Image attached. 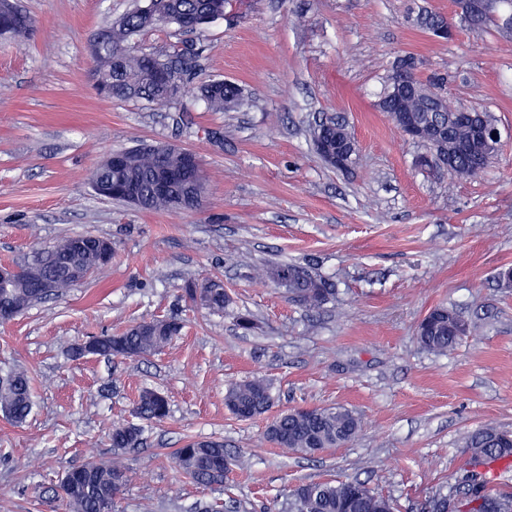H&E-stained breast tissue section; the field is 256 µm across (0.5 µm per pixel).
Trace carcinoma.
Here are the masks:
<instances>
[{
    "instance_id": "1",
    "label": "carcinoma",
    "mask_w": 512,
    "mask_h": 512,
    "mask_svg": "<svg viewBox=\"0 0 512 512\" xmlns=\"http://www.w3.org/2000/svg\"><path fill=\"white\" fill-rule=\"evenodd\" d=\"M230 0H147L97 34L92 49L93 84L99 95L113 100L139 99L159 105H171L190 92L196 75L197 59L202 50L182 49L172 52H134L130 42L141 32L161 24H175L185 29L193 22L210 23L224 16ZM503 21H487L481 30H493L506 41L512 40V0H500ZM447 24L444 15L425 11L418 16L422 29L436 33ZM32 28L31 18L11 3L0 11V36L24 38ZM407 81L419 86L402 99V106L414 121L425 127H434L442 135L441 147L430 151L431 159L425 167L441 176L469 179L480 175L487 163L478 162L473 150L466 148L474 135L469 119L455 113V107L444 92L445 79L424 82L416 73L408 74ZM378 101L380 111H386L391 92L399 80L397 71L388 73ZM199 98L212 111L230 112L245 102L243 89L234 82L221 79L204 81L198 86ZM346 123L330 115L311 129L312 138L324 133L344 135ZM187 153L181 150L156 151L148 146L127 150V165L119 171L93 170L105 181L125 180L136 184L143 210H170L171 200L154 191L156 172L163 167H181ZM74 237H66L55 245L33 252L25 263L27 272L0 293L6 301H24L26 307L44 300L30 288L33 275L49 273L57 258L71 255L76 265L93 273L101 270L96 253L88 248L70 254ZM289 276L293 299L302 306L315 310L322 307L334 294L332 284L313 275L307 268L295 264H277L267 270L270 278ZM184 296L192 305L212 313H222L231 304L224 290V282L217 276L190 281ZM184 324L174 319L143 320L121 333L94 336L89 344H75L71 352L78 358L109 357L114 360H135L162 350L175 336L181 334ZM470 335L469 324L453 309L444 305L432 308L419 323L416 340L428 352L446 355ZM229 410L242 419L265 414L271 406L270 388L265 380L253 378L230 386L224 396ZM30 381L22 371H10L0 376V410L16 425L23 424L32 412ZM135 414L148 422H160L168 413L166 397L152 389L140 392ZM361 429V420L343 407L304 410L291 408L280 412L270 422L265 438L272 444L290 451L314 454L328 448H337L352 441ZM144 429L129 424L112 428L110 441L114 456L110 460H91L67 470L55 490L67 512H115L117 499L131 480V470L124 455L143 445ZM470 469L462 480L448 487V493L434 498L427 512H444L448 502L455 500L459 512H512V497L492 495L487 491V477L483 468L495 462H512V432L492 423L485 424L465 439ZM181 474L192 482L203 485H222L231 465L218 439L189 438L175 452ZM288 512H395L391 497L385 496L358 480L326 481L301 484L294 487L288 500Z\"/></svg>"
}]
</instances>
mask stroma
I'll return each mask as SVG.
<instances>
[{
	"label": "stroma",
	"mask_w": 512,
	"mask_h": 512,
	"mask_svg": "<svg viewBox=\"0 0 512 512\" xmlns=\"http://www.w3.org/2000/svg\"><path fill=\"white\" fill-rule=\"evenodd\" d=\"M34 20L23 39L0 37V264L59 239L93 234L112 261L91 278L0 324V372L31 380L21 426L0 417V512H66L53 491L64 473L111 457L113 425L132 421L138 392L169 400L127 453L134 477L118 512H287L289 491L329 479L366 482L397 512H422L461 476L466 435L492 422L512 429V41L472 32L454 0H231L222 18L189 34L169 25L134 38L139 51L202 46L197 81L244 87L248 106L213 112L108 101L93 87V36L134 0H20ZM454 26L440 40L422 10ZM411 55L421 80L447 77V93L492 113L503 148L476 179L423 171V145L377 108L384 76ZM338 116L357 142L350 170L327 166L310 128ZM170 143L202 160L198 210L146 211L95 194L91 173L110 152ZM293 263L333 284L320 309L292 302L267 279ZM216 274L231 315L185 302L186 281ZM474 330L436 355L415 340L435 306ZM153 317L185 320L183 336L147 358H74L72 344ZM270 387L269 413L235 417L227 386ZM342 406L357 437L303 455L264 437L271 415ZM220 437L247 455L223 484L182 477L174 452L189 437Z\"/></svg>",
	"instance_id": "obj_1"
}]
</instances>
